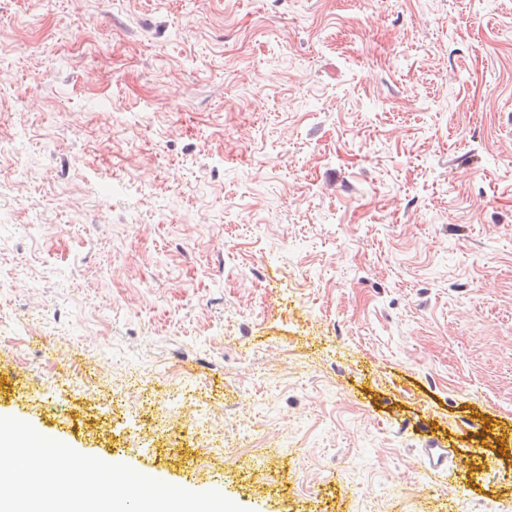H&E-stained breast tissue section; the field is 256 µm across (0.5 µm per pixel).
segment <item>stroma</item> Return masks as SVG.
I'll return each mask as SVG.
<instances>
[{
  "instance_id": "stroma-1",
  "label": "stroma",
  "mask_w": 512,
  "mask_h": 512,
  "mask_svg": "<svg viewBox=\"0 0 512 512\" xmlns=\"http://www.w3.org/2000/svg\"><path fill=\"white\" fill-rule=\"evenodd\" d=\"M0 114V417L246 512L512 501V0H0Z\"/></svg>"
}]
</instances>
